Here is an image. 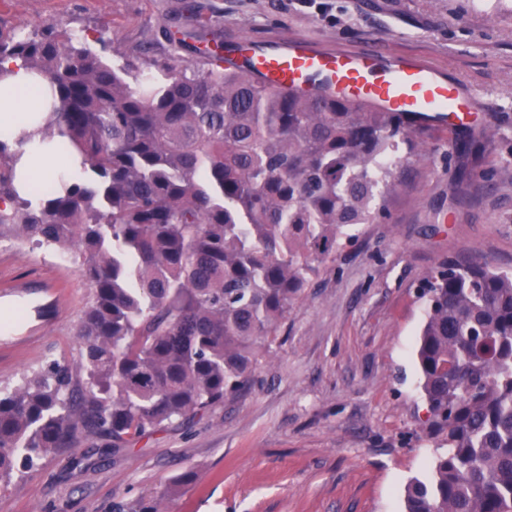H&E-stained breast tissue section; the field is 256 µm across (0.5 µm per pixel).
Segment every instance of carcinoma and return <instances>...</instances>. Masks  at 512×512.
I'll return each mask as SVG.
<instances>
[{
  "instance_id": "cac0c4a2",
  "label": "carcinoma",
  "mask_w": 512,
  "mask_h": 512,
  "mask_svg": "<svg viewBox=\"0 0 512 512\" xmlns=\"http://www.w3.org/2000/svg\"><path fill=\"white\" fill-rule=\"evenodd\" d=\"M50 83L35 133L82 175L21 196L23 141L0 140V241L71 251L92 288L82 358L0 391V482L83 437L114 455L251 379L317 265L384 217L403 151L431 117L244 65L174 54L110 64L75 33H0V63ZM426 430L445 452L405 512H512V272L448 259L421 287Z\"/></svg>"
}]
</instances>
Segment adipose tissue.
Segmentation results:
<instances>
[{
  "label": "adipose tissue",
  "mask_w": 512,
  "mask_h": 512,
  "mask_svg": "<svg viewBox=\"0 0 512 512\" xmlns=\"http://www.w3.org/2000/svg\"><path fill=\"white\" fill-rule=\"evenodd\" d=\"M43 78L34 76L19 63L7 60L0 63V139L14 140L25 121L31 106V90L45 86ZM19 163L18 181L27 186L33 178H53L59 174L75 177L77 171L72 157L57 153L33 138L23 145Z\"/></svg>",
  "instance_id": "ef3b65f1"
}]
</instances>
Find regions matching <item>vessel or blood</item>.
I'll list each match as a JSON object with an SVG mask.
<instances>
[{
	"label": "vessel or blood",
	"instance_id": "b4317fda",
	"mask_svg": "<svg viewBox=\"0 0 512 512\" xmlns=\"http://www.w3.org/2000/svg\"><path fill=\"white\" fill-rule=\"evenodd\" d=\"M239 49L249 58L253 72L274 88L303 87L312 76L320 75L349 98L392 112L438 113L451 124L466 112L467 102L453 84L413 60L396 59L383 67L373 53L325 50L308 40L283 44L268 54H253L246 40Z\"/></svg>",
	"mask_w": 512,
	"mask_h": 512
}]
</instances>
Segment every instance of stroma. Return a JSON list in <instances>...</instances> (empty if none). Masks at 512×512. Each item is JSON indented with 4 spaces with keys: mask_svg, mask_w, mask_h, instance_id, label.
<instances>
[{
    "mask_svg": "<svg viewBox=\"0 0 512 512\" xmlns=\"http://www.w3.org/2000/svg\"><path fill=\"white\" fill-rule=\"evenodd\" d=\"M193 16L206 39L266 52L308 39L324 49L417 60L479 104L475 122H428L405 154L386 217L320 264L249 390L190 420L84 463L93 438L15 475L0 512H404L436 442L420 424L417 287L451 256L512 271V0H0V31L53 24L120 64L158 58ZM498 126L478 133V120ZM92 289L73 258L0 244V388L80 359L78 322ZM194 481L180 484L184 472Z\"/></svg>",
    "mask_w": 512,
    "mask_h": 512,
    "instance_id": "1",
    "label": "stroma"
}]
</instances>
